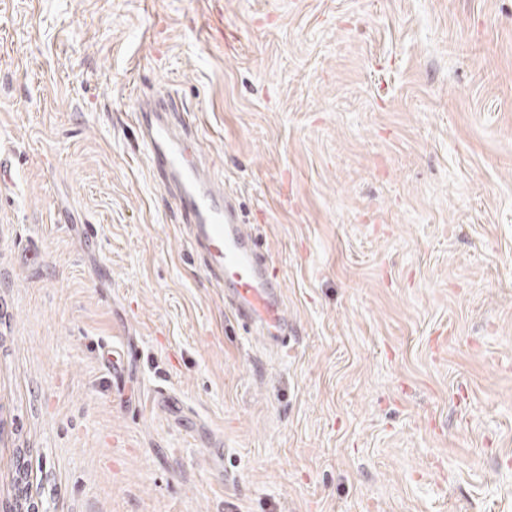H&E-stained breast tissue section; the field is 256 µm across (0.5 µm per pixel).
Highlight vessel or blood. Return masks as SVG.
Returning a JSON list of instances; mask_svg holds the SVG:
<instances>
[{
    "mask_svg": "<svg viewBox=\"0 0 512 512\" xmlns=\"http://www.w3.org/2000/svg\"><path fill=\"white\" fill-rule=\"evenodd\" d=\"M143 144L154 174L173 186L178 209L191 224L195 243L207 255L217 282L228 288L239 315L266 328L287 331L288 319L273 278L270 259L264 256L247 225L224 199L223 187L196 163L185 149L169 119L165 102L140 108ZM97 352L113 384L126 380V360L136 349L128 341H101Z\"/></svg>",
    "mask_w": 512,
    "mask_h": 512,
    "instance_id": "obj_1",
    "label": "vessel or blood"
}]
</instances>
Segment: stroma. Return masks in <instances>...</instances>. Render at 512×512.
Wrapping results in <instances>:
<instances>
[{"mask_svg":"<svg viewBox=\"0 0 512 512\" xmlns=\"http://www.w3.org/2000/svg\"><path fill=\"white\" fill-rule=\"evenodd\" d=\"M168 94L287 345L147 164ZM0 150V505L512 512V0H0ZM97 352L104 369L112 377V384L119 386L126 382V356L134 357L135 347L125 340L98 341Z\"/></svg>","mask_w":512,"mask_h":512,"instance_id":"stroma-1","label":"stroma"}]
</instances>
